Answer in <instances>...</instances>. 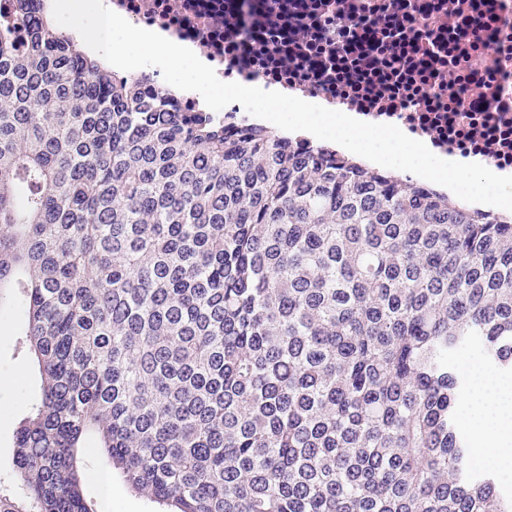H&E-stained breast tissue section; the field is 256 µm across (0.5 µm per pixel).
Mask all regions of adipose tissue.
Segmentation results:
<instances>
[{"label": "adipose tissue", "instance_id": "obj_1", "mask_svg": "<svg viewBox=\"0 0 512 512\" xmlns=\"http://www.w3.org/2000/svg\"><path fill=\"white\" fill-rule=\"evenodd\" d=\"M465 425L475 438L477 461L512 472V376L476 372Z\"/></svg>", "mask_w": 512, "mask_h": 512}]
</instances>
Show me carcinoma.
Returning a JSON list of instances; mask_svg holds the SVG:
<instances>
[{
  "label": "carcinoma",
  "instance_id": "carcinoma-1",
  "mask_svg": "<svg viewBox=\"0 0 512 512\" xmlns=\"http://www.w3.org/2000/svg\"><path fill=\"white\" fill-rule=\"evenodd\" d=\"M0 36V315L40 389L0 512H512L454 358L512 371V215L111 70L43 7ZM108 475V468L100 453L91 448L88 466L85 470V486L87 490L100 500L99 512H153L159 510L157 504L131 493L120 478L110 477L109 495L103 499L99 487V477Z\"/></svg>",
  "mask_w": 512,
  "mask_h": 512
}]
</instances>
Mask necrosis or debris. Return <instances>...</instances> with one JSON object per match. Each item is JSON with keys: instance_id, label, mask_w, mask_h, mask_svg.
<instances>
[{"instance_id": "1", "label": "necrosis or debris", "mask_w": 512, "mask_h": 512, "mask_svg": "<svg viewBox=\"0 0 512 512\" xmlns=\"http://www.w3.org/2000/svg\"><path fill=\"white\" fill-rule=\"evenodd\" d=\"M219 79L274 84L512 172V0H110Z\"/></svg>"}]
</instances>
